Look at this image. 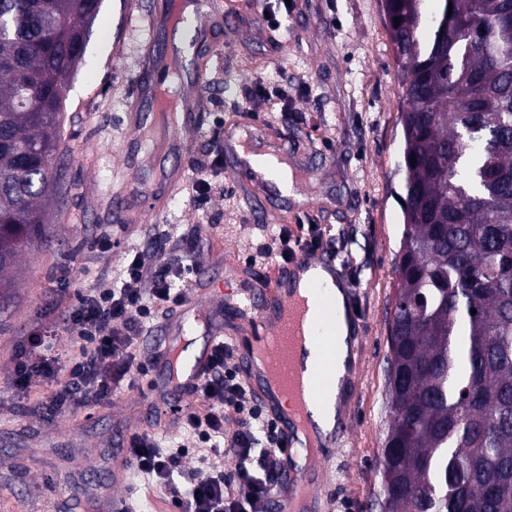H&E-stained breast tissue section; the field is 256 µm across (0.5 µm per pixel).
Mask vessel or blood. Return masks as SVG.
Listing matches in <instances>:
<instances>
[{
	"label": "vessel or blood",
	"instance_id": "1",
	"mask_svg": "<svg viewBox=\"0 0 512 512\" xmlns=\"http://www.w3.org/2000/svg\"><path fill=\"white\" fill-rule=\"evenodd\" d=\"M165 21L185 31L188 47L195 49L208 44L214 19L206 11L172 8ZM200 98V82L183 86L173 126V139L180 149H188L191 135L199 128ZM238 129L235 123L225 125L218 147L222 154L234 156L233 175L254 203L271 184L270 172L281 147L274 138L266 148H259L243 139ZM314 266L331 274L336 271L334 258L318 250L299 252L290 261L258 273L229 267L226 278L236 284L233 297L219 291L205 301L187 299L156 343V363L163 378L152 388L150 411L153 421L171 429L178 425L184 402L204 377L215 347L224 338L233 340L243 380L284 437L283 465L269 499L271 512H323L325 508L319 460L308 459L302 467L296 463L309 448L326 449L336 443L332 435L318 440L308 420L311 406L326 402L336 382V311L322 288L313 287L308 297L298 291L304 273ZM200 329L206 343L197 351L191 344ZM309 344L316 355L305 371H298V352ZM106 467L110 484L99 493L97 507L99 512H120L118 492L127 484L129 468L121 456L110 458Z\"/></svg>",
	"mask_w": 512,
	"mask_h": 512
}]
</instances>
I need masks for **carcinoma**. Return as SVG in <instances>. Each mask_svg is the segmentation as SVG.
Returning <instances> with one entry per match:
<instances>
[{"instance_id": "1", "label": "carcinoma", "mask_w": 512, "mask_h": 512, "mask_svg": "<svg viewBox=\"0 0 512 512\" xmlns=\"http://www.w3.org/2000/svg\"><path fill=\"white\" fill-rule=\"evenodd\" d=\"M385 2L405 231L383 509L512 512V0ZM101 5L0 0V273L48 240L67 87Z\"/></svg>"}]
</instances>
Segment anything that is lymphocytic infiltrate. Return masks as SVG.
Instances as JSON below:
<instances>
[{
    "mask_svg": "<svg viewBox=\"0 0 512 512\" xmlns=\"http://www.w3.org/2000/svg\"><path fill=\"white\" fill-rule=\"evenodd\" d=\"M323 234L319 224L296 239L283 228L270 235L256 255L283 263L298 251L318 249ZM195 271L193 263L179 256L150 265L142 254L128 252L119 281L109 288L80 289L68 306L67 321L77 329L81 343L67 366L19 354L14 390L25 392L35 377L54 379V386L41 400L49 415L109 398L124 381L143 370L144 331L158 315L183 303V290ZM62 371L67 378L61 382L57 376ZM196 395L197 406L189 407L182 417L184 427L193 444L231 457L233 467L197 470L190 474L187 488H180L174 479L180 460L161 452L154 437L140 432L130 435L126 448L131 468L165 490L179 512H268L269 497L282 467L284 442L274 421L253 401L233 362L231 343L216 347ZM230 416L238 422L232 432L224 428Z\"/></svg>",
    "mask_w": 512,
    "mask_h": 512,
    "instance_id": "1",
    "label": "lymphocytic infiltrate"
}]
</instances>
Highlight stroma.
Returning <instances> with one entry per match:
<instances>
[{
  "instance_id": "1",
  "label": "stroma",
  "mask_w": 512,
  "mask_h": 512,
  "mask_svg": "<svg viewBox=\"0 0 512 512\" xmlns=\"http://www.w3.org/2000/svg\"><path fill=\"white\" fill-rule=\"evenodd\" d=\"M168 2L103 0L67 89L62 140L52 161L63 184L44 213L51 238L21 256L9 288L0 290V512H93L95 488L109 482L100 455L112 448L119 427L137 425L139 391L160 376L145 367L129 392L55 416L37 410L45 381L34 380L26 396L16 397V358L41 315L58 324L56 353L79 348L78 331L65 320L72 297L62 283L111 286L132 249L153 264L168 253H189L217 283L225 261L245 265L264 236L283 225L296 230L300 211L306 223L330 226L323 249L352 281L363 325L347 381L353 397L348 427L321 462L322 492L332 500L331 512H382L388 321L403 214L396 197L400 79L381 0H290L276 29L265 13L278 10L277 0H214L231 16L215 28L209 60L188 54L181 65L188 76L204 72L205 116L255 112L262 130L287 146L298 197L266 193L258 213L241 199L229 156L221 170L204 174L213 186L207 205L194 199L198 167L216 149L217 130L202 126L184 155L166 126L141 135L128 124L124 104L144 79L146 47L182 41L155 24ZM283 81L284 112L265 94ZM174 166L184 172L182 190L166 196L160 209L141 210V192ZM120 197L131 215L123 226L113 220ZM161 226L167 239L160 250L153 236ZM107 233L120 244L104 252L94 242Z\"/></svg>"
}]
</instances>
